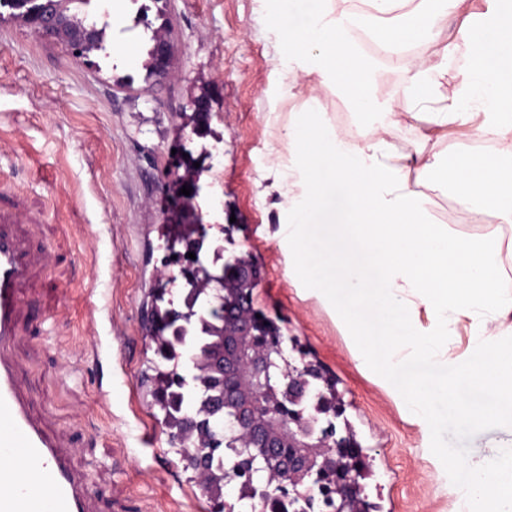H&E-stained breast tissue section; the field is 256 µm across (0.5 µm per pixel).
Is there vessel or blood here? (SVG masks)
I'll list each match as a JSON object with an SVG mask.
<instances>
[{"label":"vessel or blood","instance_id":"b4317fda","mask_svg":"<svg viewBox=\"0 0 512 512\" xmlns=\"http://www.w3.org/2000/svg\"><path fill=\"white\" fill-rule=\"evenodd\" d=\"M21 221L0 207V512H90L72 450L32 414L12 356L20 287L40 261L16 230Z\"/></svg>","mask_w":512,"mask_h":512}]
</instances>
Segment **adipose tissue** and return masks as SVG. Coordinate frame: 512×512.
<instances>
[{
    "mask_svg": "<svg viewBox=\"0 0 512 512\" xmlns=\"http://www.w3.org/2000/svg\"><path fill=\"white\" fill-rule=\"evenodd\" d=\"M328 2L274 0L288 17L278 66L313 78L280 167L289 271L334 312L359 365L387 375L415 422L435 434L489 419L512 427V289L502 262L512 240L432 223L419 191L432 179L451 185L460 210L512 223V189L502 180L512 168V0H486L476 23L462 10L465 0H367L377 41L433 48L413 65L406 88L427 127L445 131L482 113L474 135L494 139L497 150L453 164L422 149L397 153L378 133L356 146L322 123L324 82L347 87L357 111L380 109L371 95L375 71L348 40L350 20ZM439 20L453 36L442 37ZM462 46V75L446 82L448 59ZM463 321L470 344L455 354ZM435 454L463 476L460 512H512L511 442L476 460L441 447Z\"/></svg>",
    "mask_w": 512,
    "mask_h": 512,
    "instance_id": "adipose-tissue-1",
    "label": "adipose tissue"
}]
</instances>
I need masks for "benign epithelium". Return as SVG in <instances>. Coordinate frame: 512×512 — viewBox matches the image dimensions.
Returning <instances> with one entry per match:
<instances>
[{"instance_id":"7a95c632","label":"benign epithelium","mask_w":512,"mask_h":512,"mask_svg":"<svg viewBox=\"0 0 512 512\" xmlns=\"http://www.w3.org/2000/svg\"><path fill=\"white\" fill-rule=\"evenodd\" d=\"M23 18L37 35L57 39L67 26L60 0H31ZM173 48L166 38L155 46L156 74L169 73ZM191 188L185 196L183 186ZM198 192L196 182L179 178L174 191L166 197V209L173 224H199L201 218L192 201ZM211 281L237 292L229 302L210 307L216 321L215 338L201 349L183 357L186 382L195 380L198 372L223 382L212 395L215 409L229 414L225 430L235 435L237 447L248 458L272 467L288 495L305 497L316 489L324 494L331 512H356L354 490L359 486L360 472L353 462L357 443L353 436L337 435L322 428L307 406L322 408L317 398L316 376L308 368L290 363L281 366L273 351L254 343L253 290L258 284V271L249 258L234 256L220 261L214 255ZM288 398V411L276 403ZM282 448L292 449L283 455ZM336 471V484L325 487L324 477Z\"/></svg>"}]
</instances>
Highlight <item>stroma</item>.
<instances>
[{"label":"stroma","mask_w":512,"mask_h":512,"mask_svg":"<svg viewBox=\"0 0 512 512\" xmlns=\"http://www.w3.org/2000/svg\"><path fill=\"white\" fill-rule=\"evenodd\" d=\"M137 10L116 0L101 50L85 60L18 19L0 20V190L34 216L19 230L45 257L26 287L15 355L33 412L76 450L93 512H196L205 500L139 387L154 359L144 330L149 293L172 245L160 199L177 172L172 144L198 150V98L209 104V135L224 140V184L222 211L204 195L197 204L210 234H223L225 256L250 254L260 272L254 306L280 327L291 360L320 366L335 382L361 448L368 512H457L460 478L433 448L476 458L512 429L489 422L429 435L383 378L358 365L328 307L288 274V213L272 167L288 152L284 133L308 78L278 71L276 31L287 18H271L262 0H169L175 61L160 78L147 76L139 58L112 52L127 44L146 53L144 27L158 20ZM414 62H372L373 94L393 115L354 112L339 86L323 121L362 138L380 127L400 153L421 145L453 160L472 152L465 128L421 140L424 125L405 94Z\"/></svg>","instance_id":"35a3bbf8"}]
</instances>
